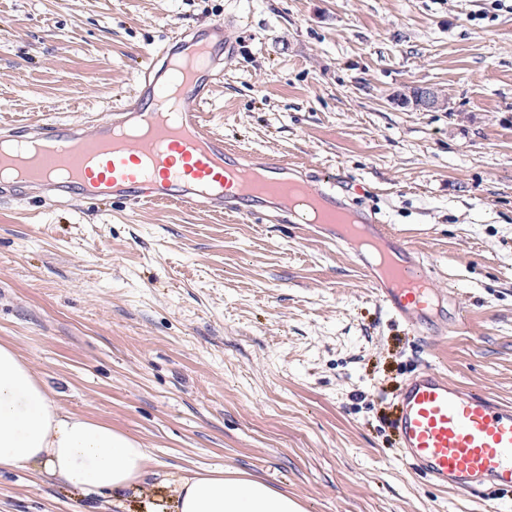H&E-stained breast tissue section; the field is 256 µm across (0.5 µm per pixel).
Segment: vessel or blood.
Segmentation results:
<instances>
[{
    "label": "vessel or blood",
    "mask_w": 512,
    "mask_h": 512,
    "mask_svg": "<svg viewBox=\"0 0 512 512\" xmlns=\"http://www.w3.org/2000/svg\"><path fill=\"white\" fill-rule=\"evenodd\" d=\"M226 18L176 34L147 53L133 95L92 128L50 118L9 131L0 198L36 190L45 207L69 200L118 201L130 210L190 208L257 224H292L330 244L352 247L372 292L398 321L446 335L433 274L416 249L340 199L333 177L306 175L281 155L229 145L202 110L225 62L238 53ZM395 428L402 459L434 485L512 512V406L452 382L436 369L414 371L398 393Z\"/></svg>",
    "instance_id": "obj_1"
}]
</instances>
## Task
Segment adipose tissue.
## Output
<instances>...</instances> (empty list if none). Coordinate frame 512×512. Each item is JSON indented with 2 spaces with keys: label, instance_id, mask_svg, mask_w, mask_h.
<instances>
[{
  "label": "adipose tissue",
  "instance_id": "obj_1",
  "mask_svg": "<svg viewBox=\"0 0 512 512\" xmlns=\"http://www.w3.org/2000/svg\"><path fill=\"white\" fill-rule=\"evenodd\" d=\"M149 453L136 436L65 411L28 362L0 342V470L29 465L76 489L112 490L139 481ZM176 512H307L302 501L235 468L182 477Z\"/></svg>",
  "mask_w": 512,
  "mask_h": 512
}]
</instances>
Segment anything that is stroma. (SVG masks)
<instances>
[{
  "mask_svg": "<svg viewBox=\"0 0 512 512\" xmlns=\"http://www.w3.org/2000/svg\"><path fill=\"white\" fill-rule=\"evenodd\" d=\"M0 0V127L91 123L143 51L227 16L240 52L205 112L225 141L335 174L430 264L459 332L390 319L348 250L175 207L0 200V341L54 403L139 436L119 494L31 467L0 512H175L233 467L310 512H486L408 470L393 405L422 363L512 403V0ZM445 90L453 113L393 96Z\"/></svg>",
  "mask_w": 512,
  "mask_h": 512,
  "instance_id": "1",
  "label": "stroma"
}]
</instances>
